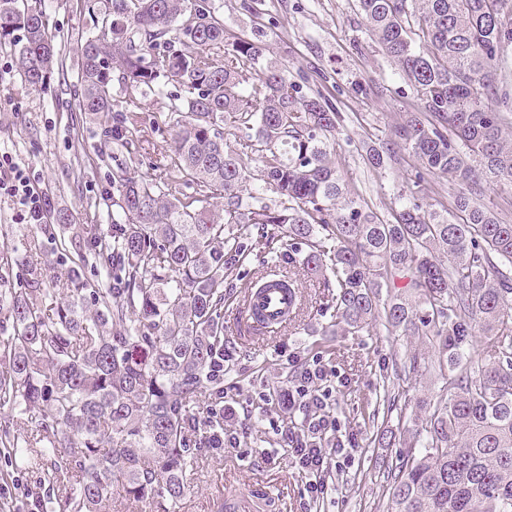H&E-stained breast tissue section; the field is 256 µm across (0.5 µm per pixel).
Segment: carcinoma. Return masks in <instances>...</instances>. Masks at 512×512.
<instances>
[{"mask_svg": "<svg viewBox=\"0 0 512 512\" xmlns=\"http://www.w3.org/2000/svg\"><path fill=\"white\" fill-rule=\"evenodd\" d=\"M358 3L422 108L363 145L374 170L419 162L389 220L349 197L331 161L341 113L302 93L266 46L229 39L214 0H86L97 34L80 46L77 111H112L116 82L163 100L173 135L158 176L113 177L112 228L83 227L88 253L71 260L67 287H51L53 264L32 262L18 287L0 288V454L44 474L38 512L183 497L201 451L199 396L224 399L226 290L256 249L290 288L302 274L335 288V326L355 333L378 318L437 347L443 394L418 402L425 425L377 430L381 446L405 448L378 463L387 512H512V223L482 203L487 187L512 184V89L496 80L512 9ZM42 4L0 0V46L46 93L60 69ZM138 109L127 103L112 143L129 146ZM228 122L257 175L224 142ZM435 177L458 186L446 215L428 203ZM90 263L103 278L86 277ZM397 277L403 291L382 294ZM478 334L475 371L465 355ZM206 423L211 446L224 414L211 408Z\"/></svg>", "mask_w": 512, "mask_h": 512, "instance_id": "carcinoma-1", "label": "carcinoma"}]
</instances>
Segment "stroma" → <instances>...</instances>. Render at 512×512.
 Returning <instances> with one entry per match:
<instances>
[{"mask_svg": "<svg viewBox=\"0 0 512 512\" xmlns=\"http://www.w3.org/2000/svg\"><path fill=\"white\" fill-rule=\"evenodd\" d=\"M215 3L227 33L248 40L263 36L274 59L287 66L304 92H321L343 113L333 157L336 168L363 202L387 213L418 163L409 157L401 165L373 171L365 165L360 145L387 139L403 113L419 111L420 105L398 65L374 41L357 0H254L249 10L242 0ZM44 6L66 82L48 94L31 90L18 75L13 51L1 48L0 148L33 167L50 214L64 213L72 224L108 228L116 173L151 175L146 151L170 137L168 128L153 125L163 102L140 99L143 125L135 143L98 155L103 135L124 109L128 94L114 88L115 105L109 113L91 116L74 110L71 90L80 45L90 33L89 18L83 0H44ZM16 213L10 199L0 198V248L14 250L24 265L54 261L57 281L65 283L66 268L57 263L54 244L46 240L40 251H30V227L18 223ZM302 292L303 309L286 329L247 343L233 334L235 307L225 304L224 361L235 375L224 381V423L237 430L240 445L203 450L174 512H226L230 502L237 503L238 512H386L388 492L376 464L400 450L377 447L370 415L388 392L396 397L387 415L389 424L403 430L420 428L425 414L419 399L439 396L443 385L437 356L429 343L387 335L377 322L355 335L326 333L333 313L332 289L306 280ZM413 353L425 358L428 371L404 382L386 380L388 368ZM314 361L331 372V411L339 436L352 448L354 463L342 473L327 469V491L313 504L305 492L307 477L294 465L285 436L291 420H302L307 410H276L271 389L293 384L302 366ZM43 489L41 473H13L0 480V512H36L35 496Z\"/></svg>", "mask_w": 512, "mask_h": 512, "instance_id": "stroma-1", "label": "stroma"}]
</instances>
